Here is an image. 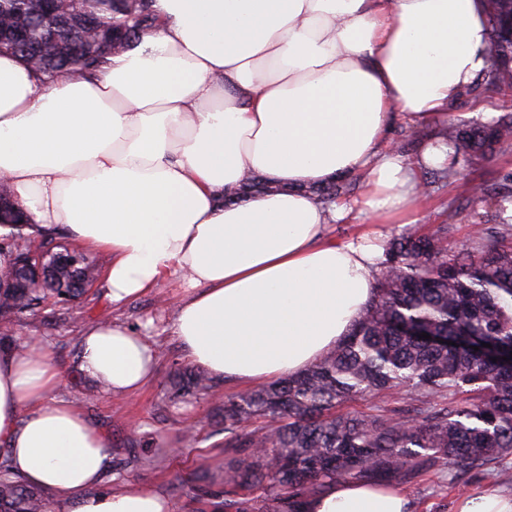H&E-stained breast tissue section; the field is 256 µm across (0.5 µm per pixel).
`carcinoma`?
Returning a JSON list of instances; mask_svg holds the SVG:
<instances>
[{
	"instance_id": "carcinoma-1",
	"label": "carcinoma",
	"mask_w": 512,
	"mask_h": 512,
	"mask_svg": "<svg viewBox=\"0 0 512 512\" xmlns=\"http://www.w3.org/2000/svg\"><path fill=\"white\" fill-rule=\"evenodd\" d=\"M154 0H0V50L37 59L42 82L63 72L86 74L112 47L157 25ZM491 67L478 84L498 95L501 114L486 123L452 119L443 135L470 164L512 147V0H487ZM457 157L433 177L456 183L478 201L487 189L458 171ZM273 189L245 184L235 196ZM340 178L316 193L323 202L351 195ZM446 223L427 234L403 233L384 245L375 293L348 336L303 374L224 397V447L239 457L224 464L220 512H304L303 505L339 480L392 486L430 471L490 470L512 489V222L484 227L455 249ZM52 287L33 288L13 266L0 288V339L49 298L83 296L81 281L100 274L83 252L50 261ZM430 338L424 339L422 333ZM479 350H474V347ZM508 360H503V357ZM213 378L201 368L176 371L178 396L207 395ZM404 392L407 406L385 397ZM365 411H342L351 401ZM43 489L0 461V512H47Z\"/></svg>"
}]
</instances>
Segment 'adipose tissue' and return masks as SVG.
Segmentation results:
<instances>
[{"label": "adipose tissue", "instance_id": "1", "mask_svg": "<svg viewBox=\"0 0 512 512\" xmlns=\"http://www.w3.org/2000/svg\"><path fill=\"white\" fill-rule=\"evenodd\" d=\"M156 27L80 79L42 86L0 53V179L29 217L106 252L121 304L181 280L172 332L218 380L257 386L333 350L374 293L383 248L339 242L348 220L408 224L421 172L452 151L437 131L490 66L484 0H154ZM431 129L414 157L396 121ZM272 193L228 204L247 176ZM362 184L353 205L312 186ZM80 369L114 395L139 390L156 357L118 323L86 326ZM43 350L0 347V446L14 473L72 512H171L133 484L100 489L106 437L56 397ZM305 512H411L392 488L350 481Z\"/></svg>", "mask_w": 512, "mask_h": 512}]
</instances>
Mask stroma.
Masks as SVG:
<instances>
[{
    "label": "stroma",
    "mask_w": 512,
    "mask_h": 512,
    "mask_svg": "<svg viewBox=\"0 0 512 512\" xmlns=\"http://www.w3.org/2000/svg\"><path fill=\"white\" fill-rule=\"evenodd\" d=\"M485 181L489 192L481 201L458 197L454 186L439 182L426 188L420 208L421 221L415 232H430L442 223L448 208L459 211L456 224L448 230V243L455 246L468 239L475 227L492 224L503 200L512 201V148L498 153L474 172ZM179 292L176 279L112 306L106 296L104 280H97L80 300L60 307L49 306L27 319L18 321L13 337L19 343L41 345L61 369L65 383L60 397L73 402L110 441L112 454L129 461L123 476L105 473L101 486L112 490L139 483L164 495L172 503V512H214L208 499H192L180 488L202 468L218 471L228 454L224 437L202 425L204 416L214 412L228 394L238 393L237 385L217 381L211 394L173 403L169 381L174 370L188 367L182 347L171 330L174 299ZM121 322L140 332L154 347L157 361L154 375L138 392L114 396L99 392L94 402H86L84 393L91 379L78 368L79 337L85 325L100 321ZM198 427V442L186 446V429ZM490 475L463 472L456 483L431 476L428 480L404 485L413 512H455L463 495L492 484Z\"/></svg>",
    "instance_id": "1"
}]
</instances>
